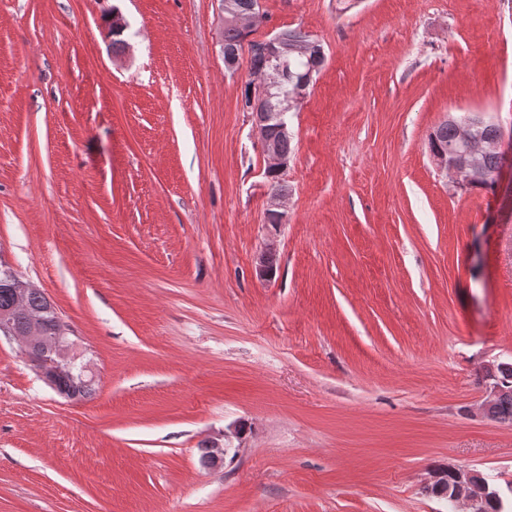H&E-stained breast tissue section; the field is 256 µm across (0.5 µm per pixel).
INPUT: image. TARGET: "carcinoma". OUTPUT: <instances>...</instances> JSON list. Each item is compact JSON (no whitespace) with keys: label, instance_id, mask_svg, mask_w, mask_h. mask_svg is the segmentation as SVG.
<instances>
[{"label":"carcinoma","instance_id":"carcinoma-1","mask_svg":"<svg viewBox=\"0 0 512 512\" xmlns=\"http://www.w3.org/2000/svg\"><path fill=\"white\" fill-rule=\"evenodd\" d=\"M281 43L288 46V55L276 54V49L260 40H253L248 47L250 76L268 83L266 97L262 104L264 112H287L288 101L308 91L314 77L321 69L325 55L321 44L310 39L297 29L280 32ZM245 35L233 23L224 22V66L236 70L232 63L239 62ZM267 139L276 151L288 157L292 153L291 136L283 132L279 119H273L267 127ZM458 141V130L454 123L447 120L438 125L429 136V149L449 150ZM503 153L497 150H485L475 157V165L470 180L463 185V191L480 189L487 193L497 190V176L503 166ZM43 321L48 335H53L58 317L55 307L48 298L36 288L28 289L26 314L16 318L15 326L23 330L28 320ZM57 391L66 392L75 399L90 395L92 383L80 377L64 375L57 382ZM492 418L500 422L512 423V389L501 394L491 408Z\"/></svg>","mask_w":512,"mask_h":512}]
</instances>
